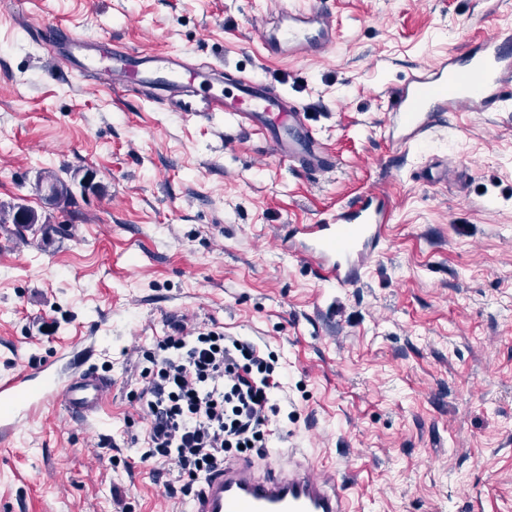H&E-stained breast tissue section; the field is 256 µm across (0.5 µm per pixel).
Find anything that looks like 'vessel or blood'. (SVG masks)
I'll return each mask as SVG.
<instances>
[{"label":"vessel or blood","instance_id":"vessel-or-blood-1","mask_svg":"<svg viewBox=\"0 0 512 512\" xmlns=\"http://www.w3.org/2000/svg\"><path fill=\"white\" fill-rule=\"evenodd\" d=\"M259 38L270 57H320L335 46L336 22L325 0H280L277 12L263 18ZM43 46L50 64L65 62L81 74H102L121 89L152 88L159 102L174 105L185 117L208 120L223 113L234 126L261 134L274 155L305 176H322L335 167L295 102L270 91L259 78L243 77L225 89L220 65H191L172 52L116 48L105 53L86 34L52 24L44 28ZM488 110H512V33L507 31L483 34L476 46L424 67L391 91L381 132L389 144L403 149L425 144L445 113ZM391 212L385 189H365L330 217L293 225V251L321 287L357 286L385 250ZM111 388L110 379L92 372L64 382L44 369L1 376L0 403L21 400L25 407L0 415V434L10 435L49 405L82 418L96 415ZM338 486L335 473L292 451L287 462H275L261 474L248 460L216 469L184 512H348Z\"/></svg>","mask_w":512,"mask_h":512}]
</instances>
